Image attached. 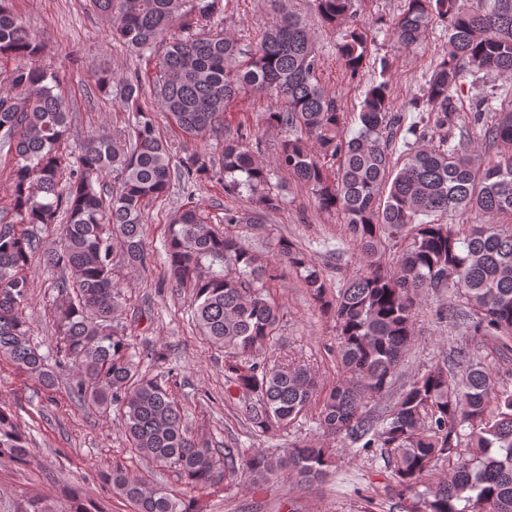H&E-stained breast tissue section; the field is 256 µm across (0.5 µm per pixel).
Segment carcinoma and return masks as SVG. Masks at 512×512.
I'll return each mask as SVG.
<instances>
[{
    "instance_id": "obj_1",
    "label": "carcinoma",
    "mask_w": 512,
    "mask_h": 512,
    "mask_svg": "<svg viewBox=\"0 0 512 512\" xmlns=\"http://www.w3.org/2000/svg\"><path fill=\"white\" fill-rule=\"evenodd\" d=\"M224 1L231 2L93 0L132 52L157 56L158 72L148 86L137 71L118 82L102 77L100 89L118 97L131 120L123 132L92 135L69 151V103L56 93L59 78L36 64L41 42L11 0H0V59L19 61L0 71L8 85L0 94V147L11 154L13 201L12 221L0 224V361L45 389L55 386L56 368H67L73 395L116 411L130 452L182 486H150L124 465L112 466L104 480L132 512H203L202 498L219 489L285 474L305 484L323 481L335 456L312 441L266 451L211 447L187 424L177 383L144 369L142 353L117 323L122 292L112 277L114 242L131 267L152 265L145 202L218 176L225 191L249 198L244 210H224L222 221L265 231L278 264L295 271L318 310L336 322L340 378L328 389L300 364L258 360L278 340L281 308L269 289L279 278L277 264L261 263L237 237L216 230L196 204L172 213L164 241L168 280L189 293L191 322L224 353L227 381L250 397L253 433L286 429L314 408L324 435L360 452L387 453L409 512H512V391L496 389L466 346L404 384L387 413L376 412L393 388L425 298L440 300L439 322L512 347V90L493 86L470 101L484 139L504 150L476 161L467 127L449 123L466 75L512 74V0H403L392 23L398 47L413 46L436 18L448 25L445 55L422 97L408 104L448 134L417 148L406 139L397 156L400 134L423 139L427 128L406 124L407 113L394 110L388 65L352 116L320 84L321 55L300 16L282 8L243 44L211 29ZM313 2L323 23L341 30L336 53L357 79L368 29L357 21L356 0ZM242 92L275 100L261 115L263 125L284 133L275 167L306 186L320 210L346 218L364 268L334 295L306 251L269 224L283 200L257 158L262 140L247 127L224 126L226 105ZM155 105L184 137L224 143L221 157L195 148L173 163L154 123ZM350 117L357 124L352 134ZM108 173L111 185L104 183ZM467 212L488 222L433 220ZM61 216L60 246L44 247L41 233ZM387 240L397 249L393 269L381 262ZM36 262L59 274L51 283L59 339L47 354L31 344L25 314ZM28 445L18 415L1 404L0 459H24ZM439 461L450 462L452 474L435 483Z\"/></svg>"
}]
</instances>
